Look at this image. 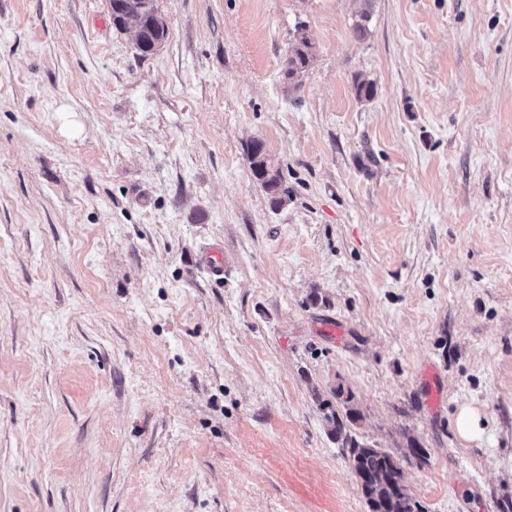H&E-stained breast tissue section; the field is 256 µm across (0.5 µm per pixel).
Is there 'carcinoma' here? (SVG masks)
Wrapping results in <instances>:
<instances>
[{
	"instance_id": "cac0c4a2",
	"label": "carcinoma",
	"mask_w": 512,
	"mask_h": 512,
	"mask_svg": "<svg viewBox=\"0 0 512 512\" xmlns=\"http://www.w3.org/2000/svg\"><path fill=\"white\" fill-rule=\"evenodd\" d=\"M112 26L121 32L134 30L140 36L137 49L141 57L149 56L152 47L166 40V24L158 16L156 0H109ZM314 59V45L306 34L296 40L282 62V72L288 86L295 88ZM251 174L264 190L275 208L284 205L286 189L282 185L279 167L275 166L260 140H254L247 149ZM358 412L350 409L346 418L332 412V433L349 448L350 460L356 475H367L369 487L364 496L370 512H417L418 505L406 487L396 479L397 460L386 451L359 443L346 430L345 421L354 422Z\"/></svg>"
}]
</instances>
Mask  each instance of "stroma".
<instances>
[{"mask_svg":"<svg viewBox=\"0 0 512 512\" xmlns=\"http://www.w3.org/2000/svg\"><path fill=\"white\" fill-rule=\"evenodd\" d=\"M156 6L0 0V512H512V0ZM109 7L116 30L138 32L137 49L141 57L152 55L151 49L153 54L159 50L160 46L155 44L166 40L167 27L158 16L155 0H109ZM314 59V45L306 33H302L282 62V72L289 87L296 88L300 78ZM251 174L264 190L274 208H280L286 201V189L282 185L279 167L275 166L260 140H254L247 149ZM331 421V432L336 440L342 438L343 446L349 448L354 473L358 478L364 474L371 478L367 482L371 487L365 486L364 493L370 512H417V503L409 493L404 492L406 486H400L395 478L397 471L402 474V470L393 455L360 444L347 432L346 424L337 412H332Z\"/></svg>","mask_w":512,"mask_h":512,"instance_id":"obj_1","label":"stroma"}]
</instances>
